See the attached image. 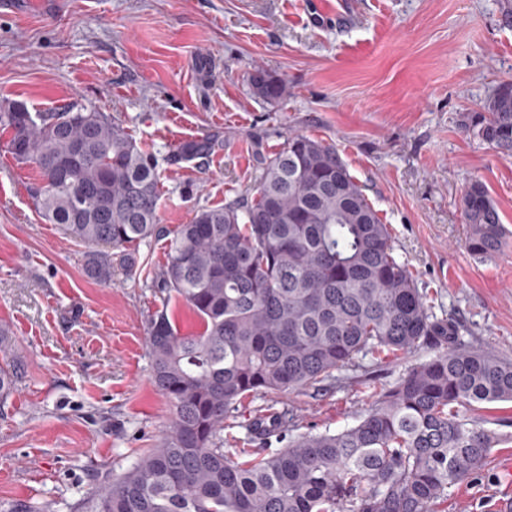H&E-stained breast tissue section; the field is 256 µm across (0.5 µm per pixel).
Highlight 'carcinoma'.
<instances>
[{
  "label": "carcinoma",
  "mask_w": 512,
  "mask_h": 512,
  "mask_svg": "<svg viewBox=\"0 0 512 512\" xmlns=\"http://www.w3.org/2000/svg\"><path fill=\"white\" fill-rule=\"evenodd\" d=\"M252 93L288 94L284 78L255 70ZM464 126L512 157V83L500 84ZM0 131L38 180L28 193L42 219L71 241L121 252L171 235L156 274L161 308L147 323L156 390L174 408L160 444L100 485L92 512H446L448 489L478 473L500 439L466 417L482 403L512 402V361L459 342V327L429 313L391 235L336 147L290 133L260 158L255 194L202 207L169 233L159 224L154 157L105 113L68 105L31 112L0 107ZM203 136L180 144L192 160L213 153ZM469 251L503 246L498 209L475 182L461 199ZM88 271L112 280V254L90 252ZM181 302L202 331L179 332L168 313ZM435 346L375 395L358 423L338 433L288 437V410L249 423L262 447L224 454V419L255 394L330 386L359 356L396 359ZM0 365V405L17 383ZM285 443L266 452L271 440Z\"/></svg>",
  "instance_id": "carcinoma-1"
}]
</instances>
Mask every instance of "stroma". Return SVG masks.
Wrapping results in <instances>:
<instances>
[{"mask_svg":"<svg viewBox=\"0 0 512 512\" xmlns=\"http://www.w3.org/2000/svg\"><path fill=\"white\" fill-rule=\"evenodd\" d=\"M0 8V106L33 112L78 103L104 112L156 154L160 223L173 230L201 207L252 195L258 154L298 132L335 145L392 235L437 316L465 345L512 359V157L463 126L512 82L504 0H14ZM263 69L285 99L255 97ZM203 135L219 150L175 159ZM37 172L0 139V329L18 383L0 406V512H86L106 472H124L173 418L151 376L146 321L159 305L145 273L166 261L165 239L134 248L140 272L91 277L84 246L46 223L27 192ZM481 182L508 232L494 256L465 245L461 198ZM433 350L358 358L336 384L247 398L227 418L226 455L249 447L246 424L271 401L294 434L357 423L374 389L395 385ZM502 442L473 478L448 490V512H505L495 487L512 464V403L476 411ZM252 93L267 102H278L288 94L287 82L284 78L256 69L249 77Z\"/></svg>","mask_w":512,"mask_h":512,"instance_id":"obj_1","label":"stroma"}]
</instances>
